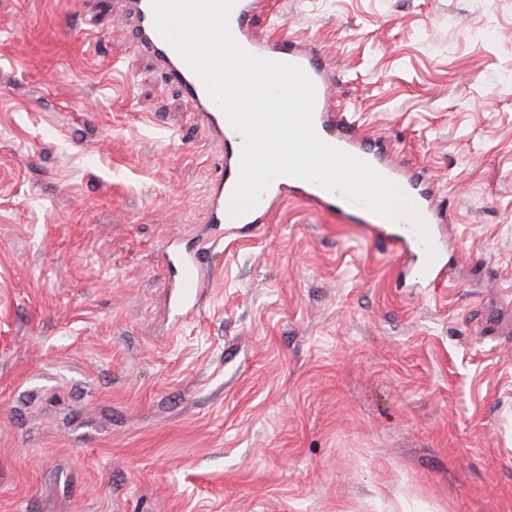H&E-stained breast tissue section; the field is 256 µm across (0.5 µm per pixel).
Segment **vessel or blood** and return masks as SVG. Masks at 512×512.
<instances>
[{
	"label": "vessel or blood",
	"mask_w": 512,
	"mask_h": 512,
	"mask_svg": "<svg viewBox=\"0 0 512 512\" xmlns=\"http://www.w3.org/2000/svg\"><path fill=\"white\" fill-rule=\"evenodd\" d=\"M111 6L120 10L121 18L129 26L137 45L154 56L167 79L182 90L194 116L207 124L224 147V174L212 192V223L228 226L269 223L274 207L283 196L290 195L319 210L361 218L372 240L393 249L402 275L413 277L423 287L434 288L447 280L443 252L449 243L443 236L442 226L449 223V216L438 207L433 192L422 188L418 174L382 156L337 112L331 68L315 47L272 41L264 36L259 20L266 9L265 0H237L229 19L235 40L256 56L301 66L315 85L313 125L318 136L370 163L403 193L413 194L416 216L405 215L394 221L376 217L364 205L307 180L285 176L271 182L252 210L238 216L230 215V197L240 170L241 137L208 96L201 79L156 29L151 0H112ZM209 286L210 279L203 272L196 255L184 256L178 282L180 306L193 308Z\"/></svg>",
	"instance_id": "b4317fda"
}]
</instances>
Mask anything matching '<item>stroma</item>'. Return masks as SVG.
I'll use <instances>...</instances> for the list:
<instances>
[{"label":"stroma","instance_id":"35a3bbf8","mask_svg":"<svg viewBox=\"0 0 512 512\" xmlns=\"http://www.w3.org/2000/svg\"><path fill=\"white\" fill-rule=\"evenodd\" d=\"M267 3L453 213L448 287L296 198L210 223L223 147L110 8L0 0V512H512V0ZM210 287V279L203 272L195 254H188L181 260L178 282V301L181 307L191 309L198 298Z\"/></svg>","mask_w":512,"mask_h":512}]
</instances>
